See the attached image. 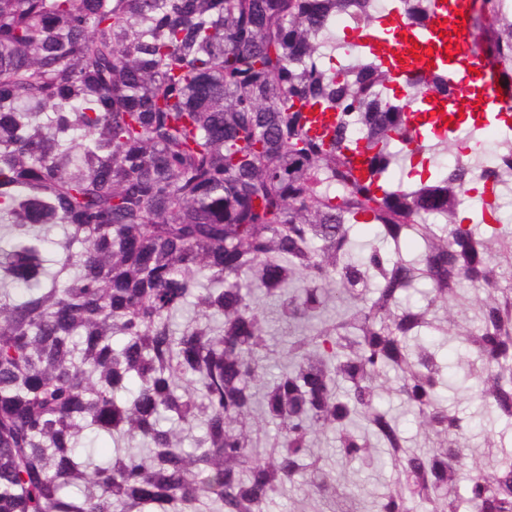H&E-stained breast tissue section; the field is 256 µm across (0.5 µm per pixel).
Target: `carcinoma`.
Listing matches in <instances>:
<instances>
[{
    "mask_svg": "<svg viewBox=\"0 0 512 512\" xmlns=\"http://www.w3.org/2000/svg\"><path fill=\"white\" fill-rule=\"evenodd\" d=\"M483 10L470 34L512 78V0ZM392 11L423 32L434 2ZM339 15L384 37L373 0H0V512H264L298 479L345 499L312 452L322 433L350 463L398 470L368 512H512V445L470 448L444 403L473 391L512 427V227L496 200L512 150L495 170L394 181L407 108L446 104L448 136L423 117L414 148L436 159L457 151L462 112L480 139L481 93L459 101L438 62L398 96L392 67L413 54L343 49ZM313 112L335 114L330 133L310 134ZM473 183L495 199L463 197ZM361 222L376 241L352 235ZM465 282L484 296L453 336ZM189 303L199 318L179 327ZM267 303L292 336L277 374ZM427 328L473 355L462 376ZM387 371L432 447L379 407ZM167 421L202 429L195 448ZM87 429L112 437L111 459L81 450Z\"/></svg>",
    "mask_w": 512,
    "mask_h": 512,
    "instance_id": "carcinoma-1",
    "label": "carcinoma"
}]
</instances>
